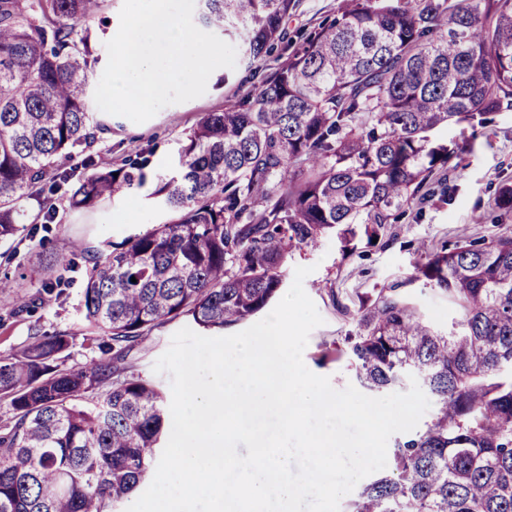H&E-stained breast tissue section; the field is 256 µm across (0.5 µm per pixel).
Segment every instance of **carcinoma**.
<instances>
[{"mask_svg": "<svg viewBox=\"0 0 512 512\" xmlns=\"http://www.w3.org/2000/svg\"><path fill=\"white\" fill-rule=\"evenodd\" d=\"M106 0H0V241L39 210L29 232L52 231L54 196L91 208L147 182L170 214L145 233L90 255L81 292L106 357L67 367L65 332L35 330L0 358V512H107L151 469L165 397L124 374L129 348L187 317L222 330L264 310L286 283L288 257L364 229L392 236L397 213L446 204L466 146L512 110V0H341L334 18L289 42L298 0H200V29L219 32L252 64L288 56L253 91L207 112L172 170L145 153L97 167L90 149L112 121L89 111L99 48L87 21ZM94 171L72 182L61 157ZM512 213V183L494 197ZM74 259L47 265L59 299ZM448 295L458 318L431 327L403 286ZM0 321L36 306L0 279ZM344 337L355 377L372 391L419 377L436 403L426 428L395 440L388 467L345 512H512V237L461 238L359 300Z\"/></svg>", "mask_w": 512, "mask_h": 512, "instance_id": "carcinoma-1", "label": "carcinoma"}]
</instances>
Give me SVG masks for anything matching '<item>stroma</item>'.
I'll return each mask as SVG.
<instances>
[{"label":"stroma","instance_id":"1","mask_svg":"<svg viewBox=\"0 0 512 512\" xmlns=\"http://www.w3.org/2000/svg\"><path fill=\"white\" fill-rule=\"evenodd\" d=\"M275 64V56L269 55L249 68L239 64L228 71L217 69L210 76L204 95L166 106L141 124L120 118L111 133L93 146L96 160L102 164L117 163L148 149L152 152V169H166L182 140L204 113L222 111L227 96L239 82L260 85ZM449 135L457 141L472 143L465 169L456 173L457 191L452 205L427 208L420 220L414 211H407L399 220L398 238L385 247L367 246L359 237H328L315 247L293 252L288 259L289 269L309 268L303 287L323 319L309 337L303 361L313 373L330 377L334 388H345L355 383L356 378L347 357L340 354L354 323L336 309L331 293H338L343 300L356 289L374 293L406 277L415 262L446 241L452 243L463 236L488 240L512 237V218H501L494 205L498 183L512 176V112L499 113L489 135L473 140L458 127L450 129ZM152 190L148 184L123 198L107 199L94 208L82 210L70 208L67 200H56L57 218L48 237L32 238L21 231L0 243V253L7 251L13 256L9 265L0 266V278L10 277L19 294L39 304L35 317L11 320L0 326L1 356L20 353L37 327L49 333L70 334L66 366H82L101 357L98 336L88 334L81 320L80 282L86 276L85 268L75 272L76 282L65 296L54 300L44 293V267L54 253L78 259L87 251L100 248L104 241L132 238L151 225L167 221L166 212L153 206L149 199ZM406 292L436 328L448 329L457 319L455 306L437 288L418 281L408 284ZM190 324V319L179 318L136 342L125 360L127 373L151 383L163 394H170L169 374L155 372L154 364L168 349L173 334Z\"/></svg>","mask_w":512,"mask_h":512}]
</instances>
